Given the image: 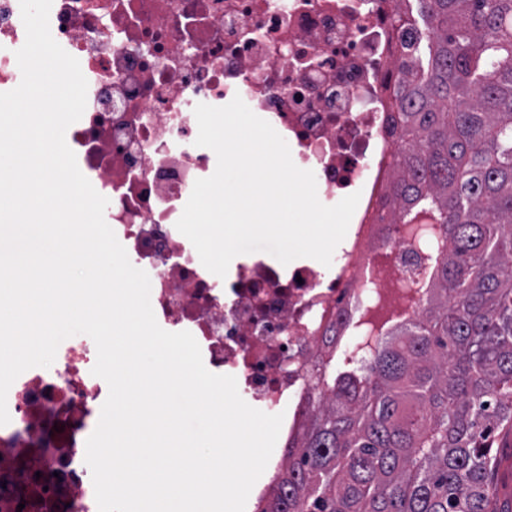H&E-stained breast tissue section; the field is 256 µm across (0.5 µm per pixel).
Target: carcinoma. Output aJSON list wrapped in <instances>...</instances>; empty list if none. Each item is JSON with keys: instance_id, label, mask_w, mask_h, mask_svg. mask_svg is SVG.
Listing matches in <instances>:
<instances>
[{"instance_id": "1", "label": "carcinoma", "mask_w": 512, "mask_h": 512, "mask_svg": "<svg viewBox=\"0 0 512 512\" xmlns=\"http://www.w3.org/2000/svg\"><path fill=\"white\" fill-rule=\"evenodd\" d=\"M420 32L390 93L382 200L446 252L421 311L361 372L327 363L261 512H512L494 483L512 422V0H403Z\"/></svg>"}]
</instances>
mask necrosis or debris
<instances>
[{
  "instance_id": "obj_1",
  "label": "necrosis or debris",
  "mask_w": 512,
  "mask_h": 512,
  "mask_svg": "<svg viewBox=\"0 0 512 512\" xmlns=\"http://www.w3.org/2000/svg\"><path fill=\"white\" fill-rule=\"evenodd\" d=\"M396 0H53L50 31L75 57L87 104L66 131L80 171L108 198L106 222L151 282L159 326L190 332L208 370L234 376L251 401L280 409L303 396L312 352L353 337L382 308L400 309L426 281L431 246L382 224L398 143L387 86L401 34ZM20 0H0V92L22 75ZM245 96L313 171L326 206L359 193L336 273L264 256L226 277L209 272L176 223L197 179L215 171L196 146L197 104ZM94 341L65 339L50 367L20 374L0 426V512H33L11 481L38 472L42 512H98L85 444L109 393L92 375Z\"/></svg>"
}]
</instances>
